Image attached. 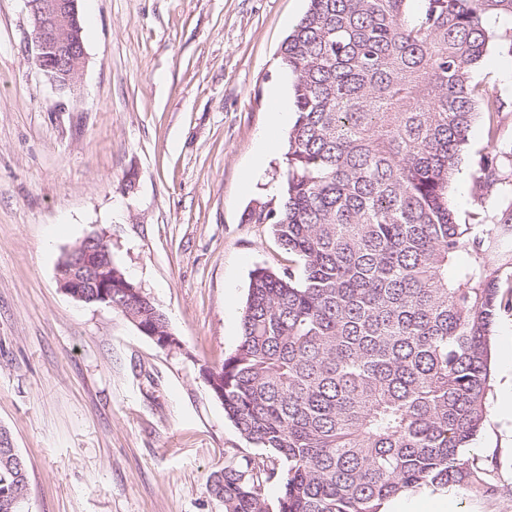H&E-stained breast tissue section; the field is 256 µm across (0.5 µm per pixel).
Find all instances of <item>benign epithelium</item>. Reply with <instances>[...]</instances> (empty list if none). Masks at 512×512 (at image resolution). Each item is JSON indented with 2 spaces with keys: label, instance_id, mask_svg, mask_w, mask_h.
I'll return each instance as SVG.
<instances>
[{
  "label": "benign epithelium",
  "instance_id": "benign-epithelium-1",
  "mask_svg": "<svg viewBox=\"0 0 512 512\" xmlns=\"http://www.w3.org/2000/svg\"><path fill=\"white\" fill-rule=\"evenodd\" d=\"M33 27L32 57L47 80L61 90L74 91L81 82L86 50L81 38L79 0H24ZM102 236H89L67 253L57 270L61 290L83 303L112 306V289L130 288L112 275Z\"/></svg>",
  "mask_w": 512,
  "mask_h": 512
}]
</instances>
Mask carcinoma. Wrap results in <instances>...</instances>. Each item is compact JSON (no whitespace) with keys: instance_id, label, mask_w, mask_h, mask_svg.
Listing matches in <instances>:
<instances>
[{"instance_id":"carcinoma-1","label":"carcinoma","mask_w":512,"mask_h":512,"mask_svg":"<svg viewBox=\"0 0 512 512\" xmlns=\"http://www.w3.org/2000/svg\"><path fill=\"white\" fill-rule=\"evenodd\" d=\"M410 2L309 0L281 44L296 119L279 206L256 221L297 265L252 271L240 343L205 375L268 450L213 474L224 512H380L418 486L495 491L464 450L486 420L492 329L512 312V207L461 224L450 189L475 119L498 131L497 98L472 73L497 38L487 16L512 18V0ZM503 180L493 157L475 186ZM112 309L168 327L124 288ZM2 444L0 500L23 498L26 465Z\"/></svg>"}]
</instances>
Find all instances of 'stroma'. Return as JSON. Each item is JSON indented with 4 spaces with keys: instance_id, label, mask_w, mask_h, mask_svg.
<instances>
[{
    "instance_id": "stroma-1",
    "label": "stroma",
    "mask_w": 512,
    "mask_h": 512,
    "mask_svg": "<svg viewBox=\"0 0 512 512\" xmlns=\"http://www.w3.org/2000/svg\"><path fill=\"white\" fill-rule=\"evenodd\" d=\"M306 0H79L86 63L61 94L34 67L23 0H0V433L26 463L23 512H224L207 491L256 449L225 418L203 371L236 349L251 272L290 265L268 225L286 146L245 184L280 46ZM479 86L506 106L496 137L469 134L451 201L459 223L512 206L481 195L484 157L512 144V47L495 40ZM90 235L166 315L164 350L112 308L63 292L57 267ZM512 369L492 366L471 452L504 486L456 491L455 512H512Z\"/></svg>"
}]
</instances>
